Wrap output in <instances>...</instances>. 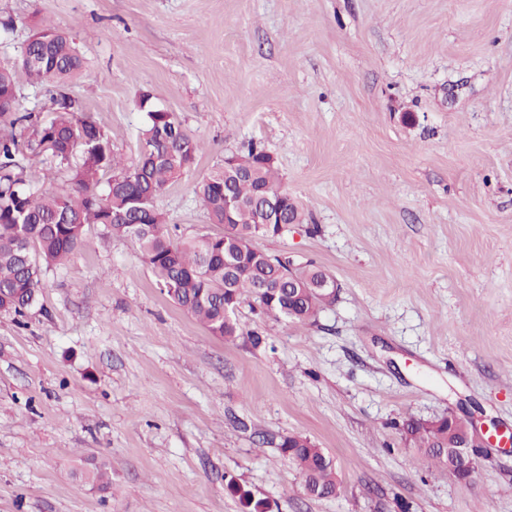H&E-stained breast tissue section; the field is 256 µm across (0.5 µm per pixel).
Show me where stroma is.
<instances>
[{
	"label": "stroma",
	"mask_w": 512,
	"mask_h": 512,
	"mask_svg": "<svg viewBox=\"0 0 512 512\" xmlns=\"http://www.w3.org/2000/svg\"><path fill=\"white\" fill-rule=\"evenodd\" d=\"M8 18L1 66L37 22L74 39L66 91L124 158L145 93L203 141L156 201L178 236L217 232L196 184L263 146L306 221L257 247L339 288L311 325L240 306L265 342L225 341L89 228L33 311L0 314V512H243L231 479L273 512H512V449L478 446L465 484L400 431L451 412L512 434V0H0ZM292 434L337 496L306 494ZM280 447L299 471L308 495L317 498L337 495L336 467L324 448H317L309 439L299 435L284 437Z\"/></svg>",
	"instance_id": "stroma-1"
}]
</instances>
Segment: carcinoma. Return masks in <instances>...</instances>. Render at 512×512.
<instances>
[{
  "label": "carcinoma",
  "instance_id": "1",
  "mask_svg": "<svg viewBox=\"0 0 512 512\" xmlns=\"http://www.w3.org/2000/svg\"><path fill=\"white\" fill-rule=\"evenodd\" d=\"M21 56L18 68L42 89H57L86 68L74 39L44 22ZM28 57L39 63L28 66ZM16 69L0 68V94L18 97ZM52 100L55 112L48 120L17 107L0 110V313L25 316L37 302L46 273L75 255L91 227L133 242L158 288L218 338L244 337L254 347L262 344L261 335L242 324L233 310L245 302L262 314L301 324L315 321L333 304L334 298L321 290L330 273L255 246L259 237L279 236L288 225L304 223L303 212L281 189L264 148L249 145L236 155L235 167H216L194 188L211 223L223 230L179 240L172 237L156 199L188 171L203 144L173 113L150 110L137 154L125 162L115 154L108 134L79 115L74 98L60 91ZM43 153L58 167L72 170L74 188L35 187L27 161ZM226 189L245 202L229 224L224 223ZM266 192L283 196L279 224L256 223ZM261 282L270 288L259 291ZM403 432L420 457L448 471V448L462 430L450 432L408 419ZM280 447L299 471L308 495H337L336 467L324 449L299 435L284 437ZM82 477L102 490L109 484L103 463H91Z\"/></svg>",
  "mask_w": 512,
  "mask_h": 512
}]
</instances>
